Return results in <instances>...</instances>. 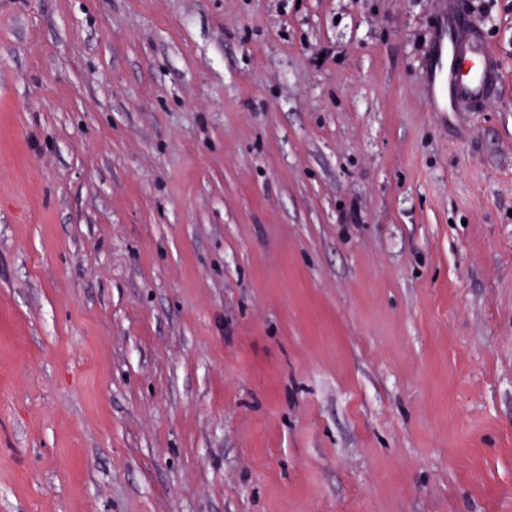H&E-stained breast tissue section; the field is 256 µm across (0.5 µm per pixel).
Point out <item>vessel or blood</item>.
I'll list each match as a JSON object with an SVG mask.
<instances>
[{
  "label": "vessel or blood",
  "mask_w": 512,
  "mask_h": 512,
  "mask_svg": "<svg viewBox=\"0 0 512 512\" xmlns=\"http://www.w3.org/2000/svg\"><path fill=\"white\" fill-rule=\"evenodd\" d=\"M449 37H436L434 63L426 75L428 105L433 112H468L494 100L502 83V66L478 24L453 14Z\"/></svg>",
  "instance_id": "b4317fda"
}]
</instances>
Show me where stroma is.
Returning <instances> with one entry per match:
<instances>
[{"label":"stroma","mask_w":512,"mask_h":512,"mask_svg":"<svg viewBox=\"0 0 512 512\" xmlns=\"http://www.w3.org/2000/svg\"><path fill=\"white\" fill-rule=\"evenodd\" d=\"M441 0H0V512H512L505 73ZM450 37L434 42V63L426 74L428 105L432 112H469L494 100L502 83V66L489 47L485 30L477 23L451 14ZM475 67L467 74L466 67Z\"/></svg>","instance_id":"obj_1"}]
</instances>
